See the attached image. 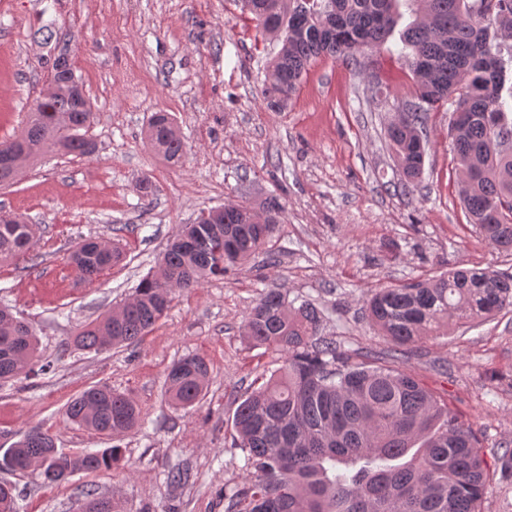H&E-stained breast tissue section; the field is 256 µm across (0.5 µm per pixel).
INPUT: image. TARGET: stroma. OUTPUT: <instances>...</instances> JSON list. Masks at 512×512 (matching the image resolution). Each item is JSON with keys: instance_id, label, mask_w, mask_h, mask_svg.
Returning <instances> with one entry per match:
<instances>
[{"instance_id": "1", "label": "stroma", "mask_w": 512, "mask_h": 512, "mask_svg": "<svg viewBox=\"0 0 512 512\" xmlns=\"http://www.w3.org/2000/svg\"><path fill=\"white\" fill-rule=\"evenodd\" d=\"M400 46L392 34L361 72L318 57L288 108L273 112L262 90L281 43L262 36L238 0H0V139L21 132L65 49L93 102L96 144L89 156L46 154L0 187V209L36 226L28 256L0 263V308L33 325L51 365L0 382V448L38 426L71 455L122 450L117 465L58 484L4 473L18 512H73L85 488L123 512H226L227 495L248 480L233 414L282 365L278 351L242 334L261 293L279 288L294 304L313 303L324 335L348 353L381 357L390 345L367 317L371 291L452 265L512 270V255L467 221L448 137L451 105L428 114L422 190L396 191L401 174L384 129L415 93ZM154 112L170 113L180 129L179 164L144 138ZM145 177L154 185L147 199ZM273 194L285 207L268 245L277 264L258 256L176 293L139 342L99 353L73 346L82 327L133 297L200 210H258ZM84 238L121 250L91 282L69 260ZM189 354L206 360L210 382L199 405L176 410L164 380ZM402 363L478 434L491 473L482 512H512V309L406 346ZM99 385L133 400L142 424L111 438L70 423L68 402ZM177 470L189 472L188 483L169 481Z\"/></svg>"}]
</instances>
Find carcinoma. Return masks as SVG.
<instances>
[{
	"mask_svg": "<svg viewBox=\"0 0 512 512\" xmlns=\"http://www.w3.org/2000/svg\"><path fill=\"white\" fill-rule=\"evenodd\" d=\"M405 4L414 15L401 32L414 76L416 100L398 110L386 129L401 169L398 191L412 195L424 181L429 147L427 112L454 98L449 135L456 155L462 202L479 235L512 252V0H242L262 32L280 33L270 63L267 108L288 107L311 62L330 56L355 67L358 56L392 35ZM39 97L22 135L0 140V184L21 166L49 152L91 155L87 136L94 118L88 97L59 77ZM167 112L150 117L145 138L169 163L184 144ZM270 223L227 204L214 223L185 227L167 246L158 270L115 314L100 317L76 337L78 347L104 350L133 343L165 316L177 290L222 277L260 253L281 221L283 206L270 198ZM34 225L0 222V261L26 253ZM82 240L70 260L92 281L119 259V250ZM512 307V273L453 269L431 279L378 289L368 317L393 344L381 358L352 355L318 335L321 311L294 307L278 288L266 290L244 318L243 334L280 352L272 375L238 405L234 427L247 453V484L228 498L227 512H481L488 464L472 426L420 379L399 364L400 347L438 336L450 326L483 320ZM170 367L165 396L173 408L198 403L210 380L204 358L188 355ZM37 366L32 327L0 309V380L28 378ZM68 420L119 437L135 428L141 409L108 387L74 398ZM19 466L35 465L48 484L77 471L95 472L119 460L114 446L90 457L57 452L52 435L33 427L13 447ZM94 512H122L119 502L83 492Z\"/></svg>",
	"mask_w": 512,
	"mask_h": 512,
	"instance_id": "carcinoma-1",
	"label": "carcinoma"
}]
</instances>
